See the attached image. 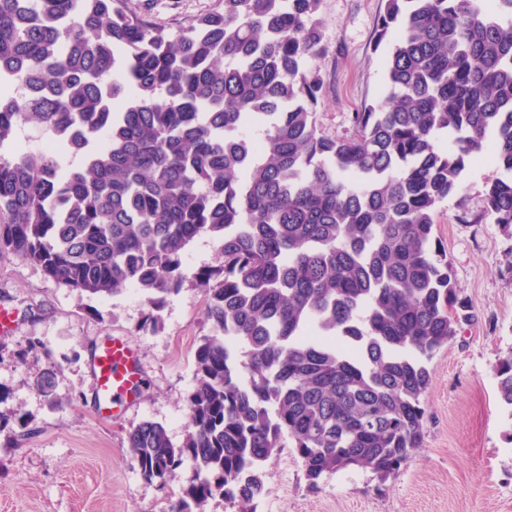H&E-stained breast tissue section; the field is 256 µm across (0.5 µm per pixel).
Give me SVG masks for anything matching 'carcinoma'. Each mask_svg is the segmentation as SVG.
<instances>
[{
    "label": "carcinoma",
    "instance_id": "carcinoma-1",
    "mask_svg": "<svg viewBox=\"0 0 512 512\" xmlns=\"http://www.w3.org/2000/svg\"><path fill=\"white\" fill-rule=\"evenodd\" d=\"M223 2L169 32L125 0H0V253L89 297L137 289L152 331L203 285L183 441L128 433L162 489L192 463L169 512L261 498L286 438L314 486L398 473L428 363L469 318L433 228L474 155L502 172L484 211L512 237V0H386L387 92L341 138L317 127L321 0ZM24 124L54 146L13 153ZM199 237L220 262L194 272ZM494 372L512 409V354Z\"/></svg>",
    "mask_w": 512,
    "mask_h": 512
}]
</instances>
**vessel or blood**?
<instances>
[{
  "label": "vessel or blood",
  "mask_w": 512,
  "mask_h": 512,
  "mask_svg": "<svg viewBox=\"0 0 512 512\" xmlns=\"http://www.w3.org/2000/svg\"><path fill=\"white\" fill-rule=\"evenodd\" d=\"M92 374L101 409L131 403L140 394L143 368L139 353L126 339L107 338L94 354Z\"/></svg>",
  "instance_id": "obj_1"
}]
</instances>
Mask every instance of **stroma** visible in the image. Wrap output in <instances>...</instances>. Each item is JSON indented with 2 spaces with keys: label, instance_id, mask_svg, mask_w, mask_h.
I'll use <instances>...</instances> for the list:
<instances>
[{
  "label": "stroma",
  "instance_id": "35a3bbf8",
  "mask_svg": "<svg viewBox=\"0 0 512 512\" xmlns=\"http://www.w3.org/2000/svg\"><path fill=\"white\" fill-rule=\"evenodd\" d=\"M127 3L171 32L224 7ZM384 4L322 0L328 51L317 62L324 93L316 117L326 136L350 135L352 112L384 94L389 47L374 43ZM500 175L489 161L467 162L461 192L437 209L434 233L472 318L429 364L420 448L388 479L346 469L315 486L294 449L283 448L264 469L265 495L252 512H512V412L499 404L494 376L498 358L512 353V238L484 214L485 187ZM204 308L203 290L184 287L168 297L161 326L144 331L149 308L135 289L91 299L0 254V309L19 316L0 334V512H169L191 464L159 489L141 478L127 435L151 420L182 442L195 351L210 331ZM110 336L137 345L144 370L138 400L111 417L98 408L89 369L92 350ZM48 368L56 373L49 396L33 385Z\"/></svg>",
  "mask_w": 512,
  "mask_h": 512
}]
</instances>
